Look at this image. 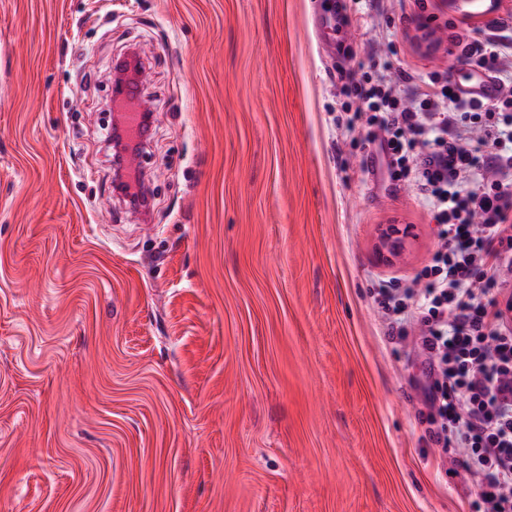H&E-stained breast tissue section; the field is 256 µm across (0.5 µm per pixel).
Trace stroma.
Listing matches in <instances>:
<instances>
[{
	"mask_svg": "<svg viewBox=\"0 0 512 512\" xmlns=\"http://www.w3.org/2000/svg\"><path fill=\"white\" fill-rule=\"evenodd\" d=\"M0 0V512H471L374 290L436 227L349 75L476 76L512 0ZM341 12L334 46L316 20ZM139 49L142 218L106 74ZM385 224L414 228L383 259Z\"/></svg>",
	"mask_w": 512,
	"mask_h": 512,
	"instance_id": "obj_1",
	"label": "stroma"
}]
</instances>
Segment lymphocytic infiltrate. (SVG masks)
Masks as SVG:
<instances>
[{"label":"lymphocytic infiltrate","mask_w":512,"mask_h":512,"mask_svg":"<svg viewBox=\"0 0 512 512\" xmlns=\"http://www.w3.org/2000/svg\"><path fill=\"white\" fill-rule=\"evenodd\" d=\"M458 45L493 73L494 99H467L436 73H366L344 92L390 179L416 186L438 226L418 287L377 290L387 336L424 357L425 433L466 449L473 512H512V39L490 31Z\"/></svg>","instance_id":"lymphocytic-infiltrate-1"}]
</instances>
